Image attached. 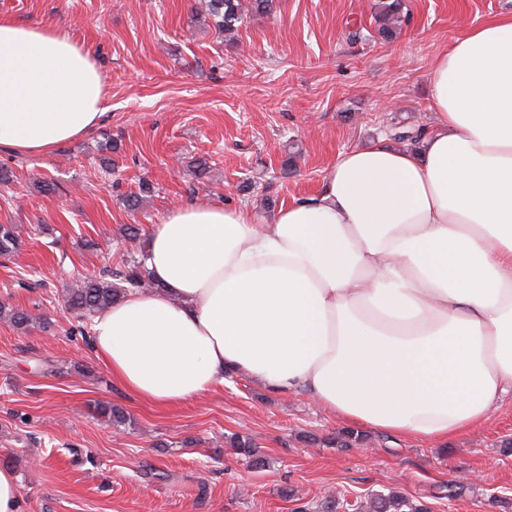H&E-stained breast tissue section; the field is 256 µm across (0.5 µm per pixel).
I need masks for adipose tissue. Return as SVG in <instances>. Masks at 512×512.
<instances>
[{"label": "adipose tissue", "instance_id": "1", "mask_svg": "<svg viewBox=\"0 0 512 512\" xmlns=\"http://www.w3.org/2000/svg\"><path fill=\"white\" fill-rule=\"evenodd\" d=\"M429 91L416 148H351L272 216L170 208L145 253L154 288L93 319L111 377L166 406L234 371L437 442L483 423L512 395V14L441 49ZM106 111L89 52L0 17V147L50 153Z\"/></svg>", "mask_w": 512, "mask_h": 512}]
</instances>
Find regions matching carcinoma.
Instances as JSON below:
<instances>
[{"instance_id": "1", "label": "carcinoma", "mask_w": 512, "mask_h": 512, "mask_svg": "<svg viewBox=\"0 0 512 512\" xmlns=\"http://www.w3.org/2000/svg\"><path fill=\"white\" fill-rule=\"evenodd\" d=\"M403 0H376L374 18L376 33L383 40L392 39L405 22ZM201 9L214 18L224 41L238 39L239 29L247 17L270 16L276 12V0H202ZM424 134L422 127H408L396 123L391 127V138L396 141L417 143ZM20 237L14 224H0V256L18 252ZM155 287L150 273L142 260H132L121 268L107 269L98 278H86L64 289L62 301L66 310L77 320L89 318L109 307L124 292L125 287ZM0 317H4L17 329L26 331L41 321L31 311L8 302L0 303ZM367 440V436L354 431L336 434L340 448H353ZM230 446L237 454L248 458L254 467L266 465V459L249 437L236 435ZM353 512H431V506L419 499H411L397 490L377 491L365 500L352 504Z\"/></svg>"}]
</instances>
